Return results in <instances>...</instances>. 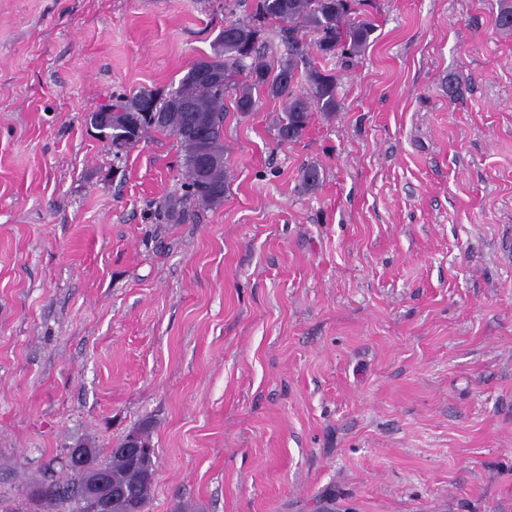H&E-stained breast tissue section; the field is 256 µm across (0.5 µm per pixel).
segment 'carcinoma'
Masks as SVG:
<instances>
[{
  "label": "carcinoma",
  "mask_w": 512,
  "mask_h": 512,
  "mask_svg": "<svg viewBox=\"0 0 512 512\" xmlns=\"http://www.w3.org/2000/svg\"><path fill=\"white\" fill-rule=\"evenodd\" d=\"M369 0H254L253 17L274 25L287 53L270 58L260 51L258 31L249 21L234 20L217 37L213 55L191 64L176 89L162 96L141 90L130 96H117L102 106L112 113L109 140L115 130L129 136L125 151L135 148L145 134L154 131L176 138L182 174L195 204L217 208L224 203L231 169L224 157V97L234 94V110L255 112L260 94L284 102L276 129L279 141L298 140L316 112L330 118L339 108L337 75L307 60L303 43L311 45L322 57L336 55L350 61L365 51L375 30L373 21L364 17L363 6ZM499 30L512 34V0H502L497 15ZM194 127L198 137L182 135ZM143 447L138 459L129 457L124 441L112 449L106 462L97 460L87 442L79 468L68 467L69 480L38 493L41 502L61 508V512H90L91 502L76 482V472L92 481L108 478L112 496L111 512H132V505L146 512L152 493L156 464L149 442V424L135 427Z\"/></svg>",
  "instance_id": "1"
}]
</instances>
